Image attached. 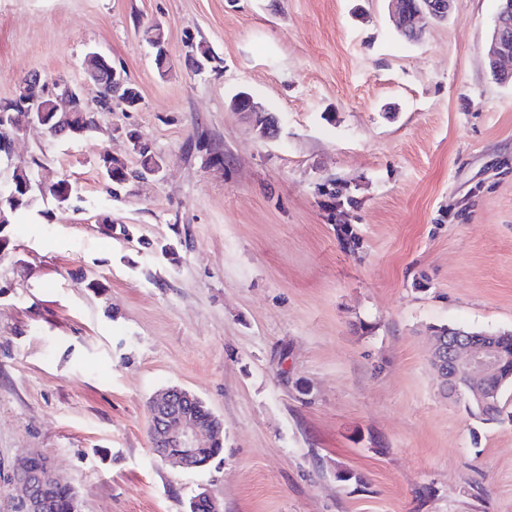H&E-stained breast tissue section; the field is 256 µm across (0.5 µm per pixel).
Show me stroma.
<instances>
[{
  "label": "stroma",
  "instance_id": "1",
  "mask_svg": "<svg viewBox=\"0 0 512 512\" xmlns=\"http://www.w3.org/2000/svg\"><path fill=\"white\" fill-rule=\"evenodd\" d=\"M498 8L453 0L409 42L387 0H0V99L37 71L95 102L92 51L142 96L76 141L24 128L0 161V182L35 165L77 188L40 196L0 255V483L32 453L80 512H187L202 485L224 512H512V424L473 418L428 360L430 327L512 331ZM199 43L215 69L196 70ZM241 91L276 137L233 108ZM118 126L167 165L114 198L101 156L139 164ZM166 386L223 417L209 469L153 455L146 403Z\"/></svg>",
  "mask_w": 512,
  "mask_h": 512
}]
</instances>
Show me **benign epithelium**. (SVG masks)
<instances>
[{
  "instance_id": "1",
  "label": "benign epithelium",
  "mask_w": 512,
  "mask_h": 512,
  "mask_svg": "<svg viewBox=\"0 0 512 512\" xmlns=\"http://www.w3.org/2000/svg\"><path fill=\"white\" fill-rule=\"evenodd\" d=\"M392 13L397 16L401 35L410 41L419 39L425 19L444 21L448 18L452 0H389ZM489 64L500 80L512 79V0H501L494 21L492 41L488 52ZM53 106L70 110L76 94L71 86L52 94ZM31 125L41 127L48 114L31 105L18 113H0V122L19 130V116ZM496 336L489 333L470 334L462 330L448 333L444 341L431 337L430 364L442 381V389L450 397L463 398L469 404L500 412L497 389L490 385L494 377L506 382L507 358L495 343ZM198 401L193 392L178 387H167L154 395L148 404L152 451L162 461H172L180 467L198 471V450L207 448L210 438L224 431V420L210 413L207 421L197 418L192 405ZM31 455H22L11 466L9 490L16 512H46L48 508L43 490L58 479L51 461L38 469H29ZM202 503L206 512H223L224 506L207 488H200L193 499Z\"/></svg>"
}]
</instances>
